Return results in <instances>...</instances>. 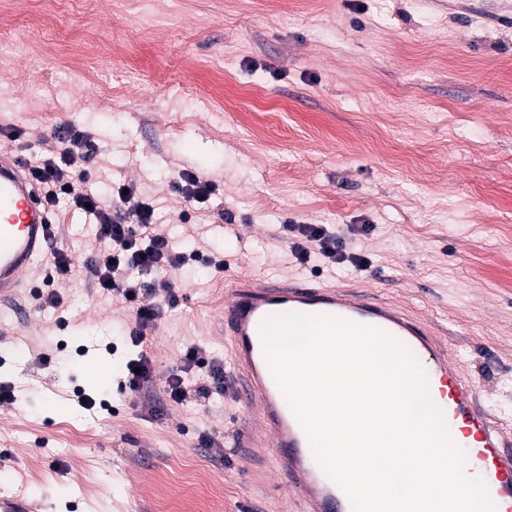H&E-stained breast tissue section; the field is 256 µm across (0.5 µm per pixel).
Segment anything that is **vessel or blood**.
<instances>
[{"instance_id": "vessel-or-blood-1", "label": "vessel or blood", "mask_w": 512, "mask_h": 512, "mask_svg": "<svg viewBox=\"0 0 512 512\" xmlns=\"http://www.w3.org/2000/svg\"><path fill=\"white\" fill-rule=\"evenodd\" d=\"M54 238L51 212L20 159L0 153V301L13 299ZM295 312L330 315L377 328L430 364L429 384L447 394L452 440L486 464L485 483L497 512H512V427L491 416L460 363L448 357L438 328L404 305L337 283L299 278H236L224 291L218 329L230 351L237 394L254 408L251 446L270 438L277 474L297 495L295 512H353L344 491L316 461L310 442L267 363L263 322Z\"/></svg>"}]
</instances>
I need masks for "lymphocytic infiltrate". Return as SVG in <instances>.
I'll use <instances>...</instances> for the list:
<instances>
[{"label": "lymphocytic infiltrate", "mask_w": 512, "mask_h": 512, "mask_svg": "<svg viewBox=\"0 0 512 512\" xmlns=\"http://www.w3.org/2000/svg\"><path fill=\"white\" fill-rule=\"evenodd\" d=\"M57 137V154L30 167L29 174L40 185L50 207L67 201L70 209L95 224L96 233L94 247L82 267H74L63 252L57 251L51 268L60 276H82L121 303L133 315L134 326L129 333L132 342L142 343L146 330L163 317L166 308L179 303L175 288L164 278L167 269L185 267L198 254L156 233L155 208L135 191L111 190L105 202L97 192L82 188L87 175L79 171L78 165L88 161L95 147L73 127L59 129ZM297 231L302 240L293 249L300 261H307L315 252L328 264L348 261L363 267V259L347 253L341 237L326 225L301 224ZM223 391V365L207 359L196 347L186 350L180 366L170 373L166 388L176 403L193 396L206 400Z\"/></svg>", "instance_id": "1"}]
</instances>
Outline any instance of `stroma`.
Segmentation results:
<instances>
[{"label": "stroma", "instance_id": "35a3bbf8", "mask_svg": "<svg viewBox=\"0 0 512 512\" xmlns=\"http://www.w3.org/2000/svg\"><path fill=\"white\" fill-rule=\"evenodd\" d=\"M0 149L32 133L38 161L74 126L101 186L133 185L160 232L198 262L168 271L181 301L148 331L151 383L130 314L83 279L0 303V484L35 512H281L294 495L247 466L250 421L225 377L210 403L165 381L186 348L221 365L215 327L240 275L353 284L446 334L482 405L512 424V0H0ZM197 169L217 190L191 214L174 187ZM55 249L82 263L94 235L60 207ZM295 224L353 228L355 270L291 256ZM369 232H362V225ZM223 256V272L207 265ZM63 308H44L49 294ZM93 361L112 365L99 381ZM111 408H81L76 392ZM214 438L200 446V435ZM134 367L140 368V373L134 372ZM153 361L147 353H142L138 359H133L126 364V375L130 388L140 387L141 382H147L152 378Z\"/></svg>", "mask_w": 512, "mask_h": 512}]
</instances>
